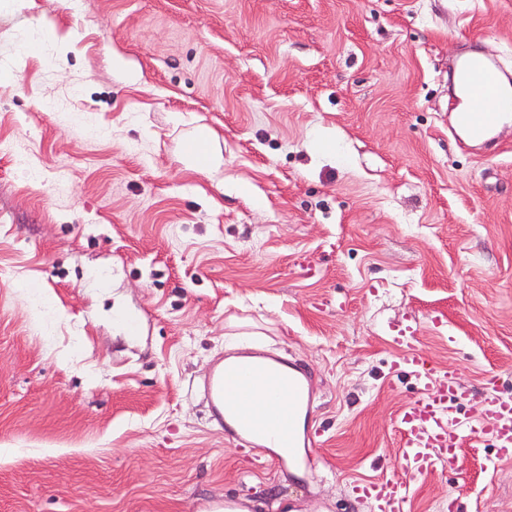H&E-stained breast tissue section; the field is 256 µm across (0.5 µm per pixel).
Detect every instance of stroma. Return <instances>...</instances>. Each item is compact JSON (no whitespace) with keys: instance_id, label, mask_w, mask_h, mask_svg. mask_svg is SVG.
I'll return each instance as SVG.
<instances>
[{"instance_id":"obj_1","label":"stroma","mask_w":512,"mask_h":512,"mask_svg":"<svg viewBox=\"0 0 512 512\" xmlns=\"http://www.w3.org/2000/svg\"><path fill=\"white\" fill-rule=\"evenodd\" d=\"M473 51L512 73V0H0V512H371L410 325L467 417L512 398V125L458 135ZM252 349L305 371L314 467L213 421ZM460 455L404 512H512V459ZM195 140L200 148L198 150L189 148L184 153L188 167L196 172L205 173L218 170L224 164V157L208 146L209 135L203 130L199 131ZM205 142L207 146L204 148L202 145Z\"/></svg>"}]
</instances>
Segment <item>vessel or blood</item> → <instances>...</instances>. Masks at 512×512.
Listing matches in <instances>:
<instances>
[{"mask_svg": "<svg viewBox=\"0 0 512 512\" xmlns=\"http://www.w3.org/2000/svg\"><path fill=\"white\" fill-rule=\"evenodd\" d=\"M454 72L468 98L477 104L476 110L462 113L461 128L470 139H482L500 122L499 100L506 74L495 62L482 58L461 60ZM415 341L411 328L396 339L403 350L402 371L414 378L417 393L397 418L402 476L355 487L371 512H404L408 479L431 475L445 464L456 465L464 435L491 444L501 458L512 457V400H489L484 421L473 425L460 412L467 392L456 372L428 367L427 357ZM254 391L262 394L264 404L250 409L242 398ZM205 395L225 433L255 448L288 449L292 469L313 462L312 434L298 425L310 413L309 391L305 374L295 364L260 351L252 352L244 363L221 361L206 378Z\"/></svg>", "mask_w": 512, "mask_h": 512, "instance_id": "1", "label": "vessel or blood"}]
</instances>
